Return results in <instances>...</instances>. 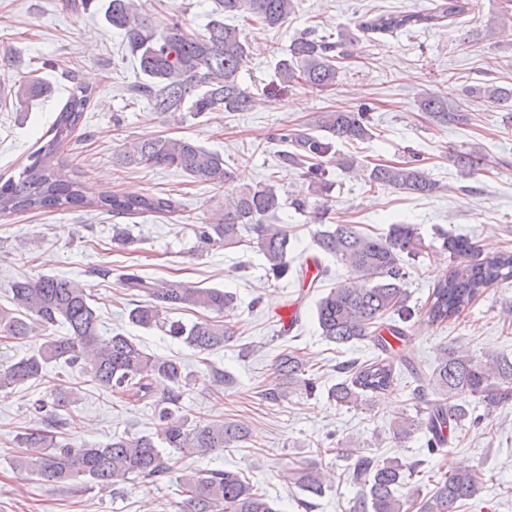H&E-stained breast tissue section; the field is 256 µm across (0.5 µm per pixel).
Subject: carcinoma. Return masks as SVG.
I'll use <instances>...</instances> for the list:
<instances>
[{
  "instance_id": "cac0c4a2",
  "label": "carcinoma",
  "mask_w": 512,
  "mask_h": 512,
  "mask_svg": "<svg viewBox=\"0 0 512 512\" xmlns=\"http://www.w3.org/2000/svg\"><path fill=\"white\" fill-rule=\"evenodd\" d=\"M214 12L220 18L209 23L206 33L187 31L181 17L174 15L160 26L149 23L138 11L136 0H108L104 18L125 31L132 53L136 54L143 78L131 89L134 96L147 101L154 112L187 111L194 116L209 112H246L254 101L239 80L250 57L249 44L240 38L236 26L224 18L249 15L268 28H280L295 13L294 0H215ZM472 0H433L424 12L399 14L368 12L355 24V31H341L337 39L321 35L309 27L291 39L287 56L276 63V75L283 83H299L323 92L336 82L340 61L352 57L341 51L362 42L380 43L413 27L445 29L459 24L472 13ZM488 102L512 111V86L485 84L470 88ZM93 87L77 82L65 105L45 133L48 140L28 156L18 177L0 183V214L24 210L66 207L90 208L115 217L147 213H174L173 199L151 194L129 195L104 192L95 200L82 194L79 182L61 176L54 161L67 144L93 98ZM420 111L442 126L464 120L456 102L426 93L419 100ZM321 135L300 131L280 135L286 149L279 151L280 164L301 169L324 195L331 188L325 164L350 170L354 161L335 158V143L357 142L372 138L370 108L326 112L319 118ZM448 159L461 170H473L481 157L473 151L454 150ZM120 167L148 166L175 168L197 181L223 188L234 181L233 172L221 155L186 138H147L125 146L115 157ZM371 184L393 187L412 195L428 196L440 189L415 161L377 164L364 169ZM283 199L274 181L242 186L224 196V214L214 224H200L195 233L198 247H222L227 251L249 247L263 255L269 277L278 282L292 270L288 256L293 244L288 230L274 223ZM321 253L342 263L350 281L323 295L316 305L321 335L329 342L346 345L373 339L384 350L387 342L375 332L378 325L398 340L407 337V329L396 315L407 322L416 312L407 306L405 290L409 261L423 249L422 238L412 224H393L384 235H372L354 224H326L316 234ZM442 249L456 265L448 276L437 282L419 313L432 324H442L460 316L486 289L512 280V252L481 257V251L467 236H448ZM125 288L143 296L128 311V321L144 329L167 328L169 336L208 352L224 347L233 335V326L225 321L234 310V296L219 288H198L183 280L157 281L127 266L120 274ZM13 307L0 308V337L25 338L58 325L66 327L64 336H48L30 354L0 368V392L45 376L50 364L77 367L99 386L120 395L129 403L148 402L154 406L159 426L153 436L117 435L104 443L75 448L41 429H29L17 439L20 451L13 465L31 468L46 485L107 482L121 484L130 476L154 482L170 470L162 453L172 448L184 455L206 456L226 448H238L249 437V428L241 422L202 421L193 425L177 415L190 376L181 361L155 358L130 337L115 333L107 338L99 334V319L91 305L90 294L80 281L50 275L36 279L20 278L11 283ZM202 310L219 316L203 318L191 325L171 321L172 310ZM345 378L336 383L329 396L339 405L358 404L367 393H379L391 387L393 367L382 358L342 367ZM306 364L297 354L280 355L274 362L275 381L266 390L271 402H279L296 390L311 392L314 382L305 377ZM438 398H426L416 388V398L427 405V420L416 422L406 416L393 422V439L402 444L423 426L432 448L444 445L442 429L452 421L459 425L467 416L456 399L474 396L482 400L487 412L512 395V359L501 353H488L484 359L461 355L443 348L428 379ZM76 392L55 385L33 401L34 412L57 425L67 424ZM353 460L350 474L361 491L350 512H457L469 500L480 495L484 482L475 470H460L438 482L436 490L419 498L413 491L398 494L408 487L407 474L415 463L371 457L359 448L346 449ZM286 478L302 491L323 494L317 467L294 464L286 468ZM184 499L178 512H280L276 503L259 493L238 472L213 469L190 471L181 476Z\"/></svg>"
}]
</instances>
